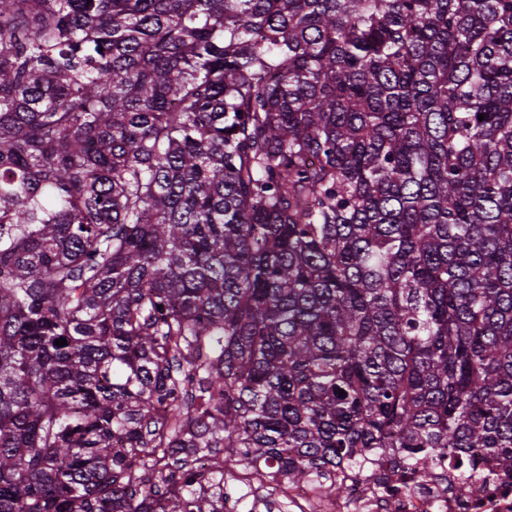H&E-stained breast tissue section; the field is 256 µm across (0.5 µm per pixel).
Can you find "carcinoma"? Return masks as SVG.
<instances>
[{
  "mask_svg": "<svg viewBox=\"0 0 512 512\" xmlns=\"http://www.w3.org/2000/svg\"><path fill=\"white\" fill-rule=\"evenodd\" d=\"M369 454L512 471V0H0V512Z\"/></svg>",
  "mask_w": 512,
  "mask_h": 512,
  "instance_id": "1",
  "label": "carcinoma"
}]
</instances>
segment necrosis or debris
<instances>
[{"label":"necrosis or debris","instance_id":"1","mask_svg":"<svg viewBox=\"0 0 512 512\" xmlns=\"http://www.w3.org/2000/svg\"><path fill=\"white\" fill-rule=\"evenodd\" d=\"M482 492L461 498L449 492L456 471L440 459L435 472L422 475L402 466L391 468L387 459L372 455L356 473H343L352 491L346 498L324 499L311 488H292L288 496L299 512H383L393 502L398 512H512V475L482 468L475 472Z\"/></svg>","mask_w":512,"mask_h":512}]
</instances>
